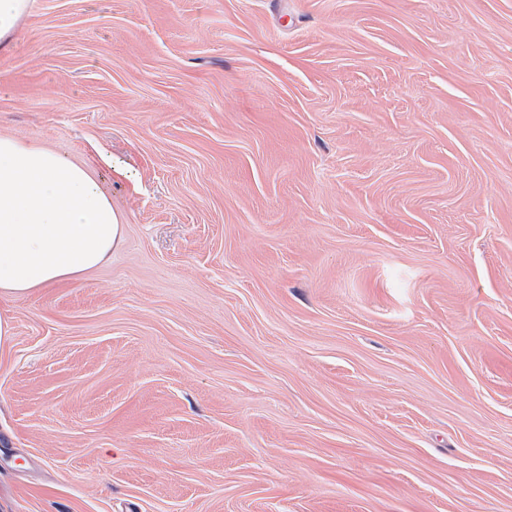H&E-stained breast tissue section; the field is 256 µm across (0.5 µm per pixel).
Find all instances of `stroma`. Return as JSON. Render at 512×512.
<instances>
[{"label":"stroma","instance_id":"1","mask_svg":"<svg viewBox=\"0 0 512 512\" xmlns=\"http://www.w3.org/2000/svg\"><path fill=\"white\" fill-rule=\"evenodd\" d=\"M0 136L124 226L0 300V512H512V0H35Z\"/></svg>","mask_w":512,"mask_h":512}]
</instances>
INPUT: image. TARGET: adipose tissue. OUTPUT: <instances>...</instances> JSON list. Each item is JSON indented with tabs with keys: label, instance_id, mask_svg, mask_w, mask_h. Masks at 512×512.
Returning a JSON list of instances; mask_svg holds the SVG:
<instances>
[{
	"label": "adipose tissue",
	"instance_id": "1",
	"mask_svg": "<svg viewBox=\"0 0 512 512\" xmlns=\"http://www.w3.org/2000/svg\"><path fill=\"white\" fill-rule=\"evenodd\" d=\"M123 232L85 168L0 136V299L77 279L101 265Z\"/></svg>",
	"mask_w": 512,
	"mask_h": 512
}]
</instances>
